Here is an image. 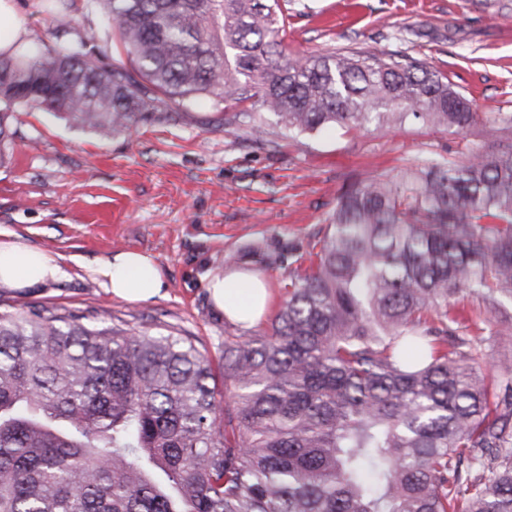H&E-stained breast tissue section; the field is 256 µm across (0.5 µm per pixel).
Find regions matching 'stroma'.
Here are the masks:
<instances>
[{
    "label": "stroma",
    "mask_w": 512,
    "mask_h": 512,
    "mask_svg": "<svg viewBox=\"0 0 512 512\" xmlns=\"http://www.w3.org/2000/svg\"><path fill=\"white\" fill-rule=\"evenodd\" d=\"M288 51L380 50L431 63L476 111L512 113V0H291ZM264 123V137L252 132ZM0 164V234L56 257L48 283L0 289V304L61 312L108 310L115 324L192 337L218 355L228 321L209 276L228 265L261 272L280 298L305 269L354 180L391 177L433 160H463L486 144L477 130L414 121L388 129L289 134L273 114L228 121L201 99L181 118L102 136L52 112L17 113ZM279 251L266 263L259 254ZM149 255L163 275L147 300L112 296L93 266L112 253Z\"/></svg>",
    "instance_id": "obj_1"
}]
</instances>
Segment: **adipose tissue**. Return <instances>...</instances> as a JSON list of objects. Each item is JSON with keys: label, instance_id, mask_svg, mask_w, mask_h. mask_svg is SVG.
I'll list each match as a JSON object with an SVG mask.
<instances>
[{"label": "adipose tissue", "instance_id": "adipose-tissue-1", "mask_svg": "<svg viewBox=\"0 0 512 512\" xmlns=\"http://www.w3.org/2000/svg\"><path fill=\"white\" fill-rule=\"evenodd\" d=\"M60 272L52 255L17 241H0V286L29 288L55 279ZM95 272L112 295L123 299L146 300L163 286L158 263L141 252L112 253ZM208 289L215 307L244 327L256 325L269 311L270 294L258 273L228 268L209 278Z\"/></svg>", "mask_w": 512, "mask_h": 512}]
</instances>
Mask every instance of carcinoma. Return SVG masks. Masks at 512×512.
Returning <instances> with one entry per match:
<instances>
[{
  "instance_id": "1",
  "label": "carcinoma",
  "mask_w": 512,
  "mask_h": 512,
  "mask_svg": "<svg viewBox=\"0 0 512 512\" xmlns=\"http://www.w3.org/2000/svg\"><path fill=\"white\" fill-rule=\"evenodd\" d=\"M53 4L57 37L0 53V160L22 109L100 134L199 98L298 133L412 117L491 151L349 184L269 326L188 336L104 314L0 309V512H512V366L479 374L484 325L512 336V115L476 112L410 56L290 57V0ZM479 297L481 323L454 309Z\"/></svg>"
}]
</instances>
